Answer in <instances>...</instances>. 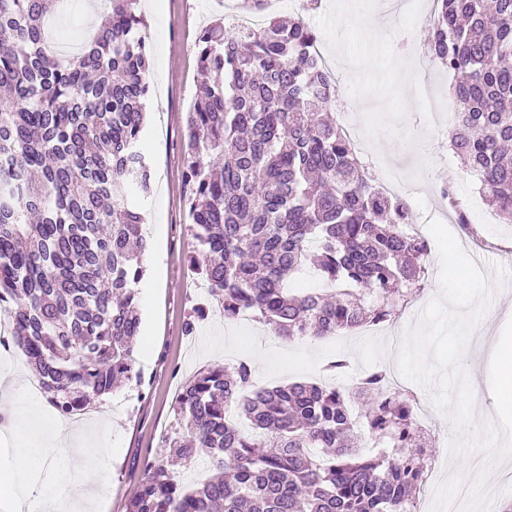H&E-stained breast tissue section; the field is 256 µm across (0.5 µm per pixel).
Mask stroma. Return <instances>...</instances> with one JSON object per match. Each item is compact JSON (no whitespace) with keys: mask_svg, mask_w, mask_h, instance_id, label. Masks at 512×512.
<instances>
[{"mask_svg":"<svg viewBox=\"0 0 512 512\" xmlns=\"http://www.w3.org/2000/svg\"><path fill=\"white\" fill-rule=\"evenodd\" d=\"M68 2L67 13L51 27V39L57 53L73 55L81 51L108 8L103 0ZM233 2L140 0L151 59L167 62L163 81L152 85L151 113L141 143L153 185L145 203L144 264L155 286L138 293L141 325L135 358L143 385L126 381L113 394L92 401L93 417L81 427L89 437L106 438L112 451L111 481L97 494L96 512H126L145 464L163 458L162 439L175 422L174 401L181 384L201 368L223 363L225 355L248 360L253 381L261 386L326 381V363L339 356L349 362L347 374L338 381L343 388L372 367L396 366L392 342L378 328L341 343L332 337L288 343L272 335L269 326L228 322L212 308L194 333L184 329L192 308L200 303L199 278L190 267L195 240L184 196L186 113L199 80L196 41L203 27L227 16ZM384 2L320 0L308 14L320 34L321 51L329 63L342 65L336 106L361 125L370 153L404 167L410 178L423 183L424 194L411 203L412 217L431 207L433 193L440 188L453 187L467 198L476 234L465 233L453 214H445L441 221L489 286L506 284V293L486 313L489 329L503 328L512 318V223H505L487 204L476 176L448 147L451 120L443 106L451 76L434 75L431 90L437 109L422 110L409 81L422 56L397 63L387 39L356 22L357 17L372 15L410 31L417 22L432 21V10H421L418 0H408L404 11L389 15Z\"/></svg>","mask_w":512,"mask_h":512,"instance_id":"1","label":"stroma"}]
</instances>
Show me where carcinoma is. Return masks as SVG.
Segmentation results:
<instances>
[{
    "instance_id": "carcinoma-1",
    "label": "carcinoma",
    "mask_w": 512,
    "mask_h": 512,
    "mask_svg": "<svg viewBox=\"0 0 512 512\" xmlns=\"http://www.w3.org/2000/svg\"><path fill=\"white\" fill-rule=\"evenodd\" d=\"M63 2L0 0V304L52 407L74 413L122 378L143 383L150 85L139 0H109L72 57L46 36ZM317 4L257 30L208 25L187 118L191 266L224 319L247 312L289 341L396 319L424 289L428 251L329 116L337 86L303 16ZM434 14L427 45L459 107L450 145L512 222V0H434ZM307 265L337 291L290 293ZM251 377L240 361L182 384L164 448L210 475L185 488L148 462L127 512H415L428 438L387 367L351 392ZM368 437L391 455L366 454Z\"/></svg>"
}]
</instances>
